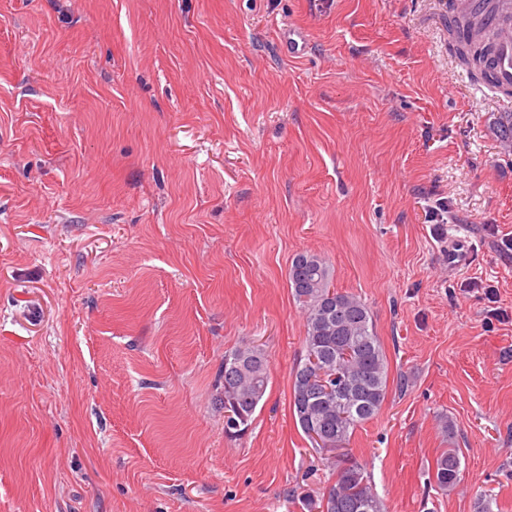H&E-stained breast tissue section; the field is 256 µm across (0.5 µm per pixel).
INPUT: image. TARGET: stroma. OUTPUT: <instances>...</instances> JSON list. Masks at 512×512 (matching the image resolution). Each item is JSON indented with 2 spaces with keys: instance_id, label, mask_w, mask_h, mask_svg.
Returning <instances> with one entry per match:
<instances>
[{
  "instance_id": "stroma-1",
  "label": "stroma",
  "mask_w": 512,
  "mask_h": 512,
  "mask_svg": "<svg viewBox=\"0 0 512 512\" xmlns=\"http://www.w3.org/2000/svg\"><path fill=\"white\" fill-rule=\"evenodd\" d=\"M509 112L448 0H0V512H308L336 474L290 407L304 251L388 358L350 440L387 512H512ZM243 343L270 381L231 439ZM456 23L449 27L450 35L456 47V53L460 61L468 66H471L474 74L482 81L487 80L486 69L474 67L472 62L478 58L483 60L489 55V47L480 46L461 38L456 31ZM448 261V269L452 272L465 270L471 264L472 249L465 237H452L448 240V247L444 251ZM269 381L267 359L262 349L244 344L224 353V434L237 437L251 425ZM236 427L228 431L229 426ZM459 448H446L436 458L432 480L443 493L454 492L460 484L461 457Z\"/></svg>"
}]
</instances>
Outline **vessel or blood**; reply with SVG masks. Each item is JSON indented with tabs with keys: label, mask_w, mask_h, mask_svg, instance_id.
<instances>
[{
	"label": "vessel or blood",
	"mask_w": 512,
	"mask_h": 512,
	"mask_svg": "<svg viewBox=\"0 0 512 512\" xmlns=\"http://www.w3.org/2000/svg\"><path fill=\"white\" fill-rule=\"evenodd\" d=\"M455 15L467 38L478 42L487 33H494L491 67L493 78L489 90L505 99H512V16L500 0H457ZM452 272L465 270L471 263L472 249L466 238L456 236L448 241L444 252Z\"/></svg>",
	"instance_id": "obj_1"
}]
</instances>
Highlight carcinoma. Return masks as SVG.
<instances>
[{"mask_svg": "<svg viewBox=\"0 0 512 512\" xmlns=\"http://www.w3.org/2000/svg\"><path fill=\"white\" fill-rule=\"evenodd\" d=\"M460 61L481 80L486 70L472 66L486 58L489 48L461 38L449 27ZM306 262L293 264L288 274L292 296L305 318L304 360L292 374L291 408L304 435L321 431L336 443L331 465L335 484L320 502L309 506L319 512H386L374 491L366 465L346 445L357 429L380 411L389 390V364L373 330L370 310L354 293L337 290L327 261L305 252ZM269 381L262 349L244 344L224 352V434L237 437L251 425ZM459 449L446 448L436 458L432 480L444 493L460 484Z\"/></svg>", "mask_w": 512, "mask_h": 512, "instance_id": "carcinoma-1", "label": "carcinoma"}]
</instances>
